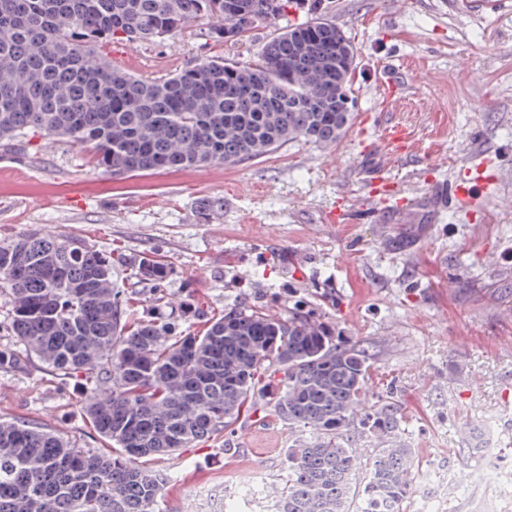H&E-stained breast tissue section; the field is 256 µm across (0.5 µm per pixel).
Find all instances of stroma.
Masks as SVG:
<instances>
[{
  "label": "stroma",
  "instance_id": "obj_1",
  "mask_svg": "<svg viewBox=\"0 0 512 512\" xmlns=\"http://www.w3.org/2000/svg\"><path fill=\"white\" fill-rule=\"evenodd\" d=\"M340 27L357 52L351 127L336 143L295 141L235 165L212 164L112 176L89 148L39 135L0 145V240L34 228L78 236L129 256L158 254L174 270L171 301L137 293L130 318H179L185 304L211 313L239 305L273 314L304 300L320 305L344 335L375 358L373 394L398 401L402 436L420 456V478L405 505L419 512H512V487L477 479L481 448L471 436L487 414L497 427L500 467L512 469V0H320L288 9L238 42H213L196 20L151 42L99 49L112 67L141 79L172 76L216 57L250 62L277 30L312 15ZM403 85L385 103L383 74ZM406 124L420 146L400 176L448 186L472 163L501 173L500 193L476 203L480 218L418 202L386 212L367 196L384 169L382 151L363 150L368 116ZM439 169H432L433 161ZM384 217L328 228L321 219L339 195ZM408 240L392 249L393 240ZM79 383L39 361L0 368V418L51 431L78 448L106 450L83 409ZM294 434L270 418L237 421L226 432L147 467L169 474L158 512H199L196 489L263 467L265 499L281 483Z\"/></svg>",
  "mask_w": 512,
  "mask_h": 512
}]
</instances>
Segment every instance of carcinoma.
<instances>
[{"instance_id":"1","label":"carcinoma","mask_w":512,"mask_h":512,"mask_svg":"<svg viewBox=\"0 0 512 512\" xmlns=\"http://www.w3.org/2000/svg\"><path fill=\"white\" fill-rule=\"evenodd\" d=\"M300 0H0V141L61 137L118 175L236 164L303 139L336 143L353 119L355 49L323 18L284 29L257 59L224 58L145 81L97 47L163 38L198 19L216 43L250 36ZM164 298L170 265L30 229L0 243L11 332L62 376L84 375L86 415L114 452L0 420V512H157L169 480L142 465L229 429L243 411L295 439L270 512H404L419 477L401 407L370 394L373 355L325 313L241 304L199 331L130 321L112 269ZM379 442L365 463L353 434Z\"/></svg>"}]
</instances>
